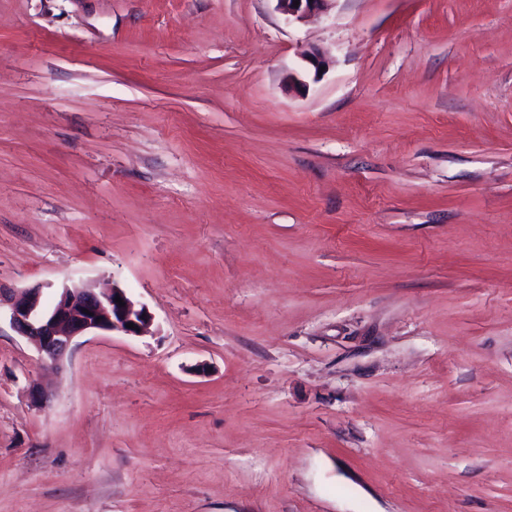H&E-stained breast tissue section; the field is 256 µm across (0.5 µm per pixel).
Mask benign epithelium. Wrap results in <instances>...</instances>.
Instances as JSON below:
<instances>
[{"label": "benign epithelium", "instance_id": "obj_1", "mask_svg": "<svg viewBox=\"0 0 512 512\" xmlns=\"http://www.w3.org/2000/svg\"><path fill=\"white\" fill-rule=\"evenodd\" d=\"M275 9L289 21L300 22L311 15L327 13L334 0H275ZM303 60L314 68V78L329 66L328 54L319 49L307 53ZM43 287L28 288L8 299V316L13 329L35 343L40 359L57 362L69 350L73 340L89 332L117 331L129 336L143 333L152 321L145 306L137 304L117 285L97 293L90 288L60 289L53 302L42 301ZM125 306H120L115 298ZM131 323L135 328H128Z\"/></svg>", "mask_w": 512, "mask_h": 512}]
</instances>
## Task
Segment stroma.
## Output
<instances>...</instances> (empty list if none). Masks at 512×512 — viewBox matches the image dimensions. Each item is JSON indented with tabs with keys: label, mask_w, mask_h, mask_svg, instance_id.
I'll list each match as a JSON object with an SVG mask.
<instances>
[{
	"label": "stroma",
	"mask_w": 512,
	"mask_h": 512,
	"mask_svg": "<svg viewBox=\"0 0 512 512\" xmlns=\"http://www.w3.org/2000/svg\"><path fill=\"white\" fill-rule=\"evenodd\" d=\"M66 284L152 325L0 319V512H512V0H0V289ZM275 9L283 15L288 22H300L311 15L326 14L335 0H299L298 7H294L295 0H274ZM42 290L43 286L27 288L18 295L11 294L7 303L13 329L35 343L41 360L60 361L73 340L85 333L117 331L139 336L152 321L145 306L138 305L117 285L100 293L64 286L50 304L42 302ZM116 296L125 307L115 301ZM128 323H133L135 329L127 328Z\"/></svg>",
	"instance_id": "35a3bbf8"
}]
</instances>
